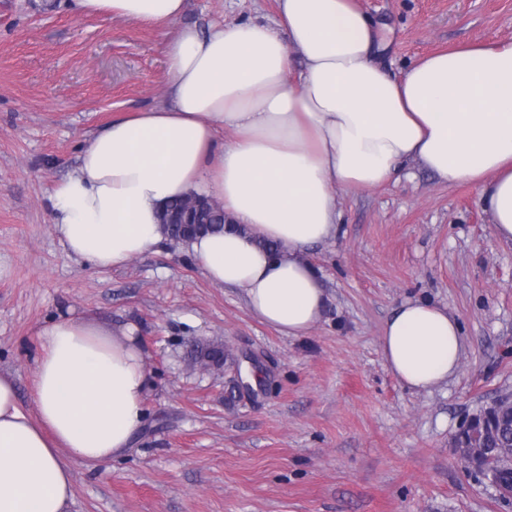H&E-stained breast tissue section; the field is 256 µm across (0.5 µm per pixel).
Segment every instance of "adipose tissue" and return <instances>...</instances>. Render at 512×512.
I'll use <instances>...</instances> for the list:
<instances>
[{"mask_svg":"<svg viewBox=\"0 0 512 512\" xmlns=\"http://www.w3.org/2000/svg\"><path fill=\"white\" fill-rule=\"evenodd\" d=\"M73 5L172 31L166 101L108 123L53 191L52 222L70 255L124 266L164 241L167 203L220 201L235 228L190 242L196 264L212 283L243 289L260 321L301 336L325 308L302 255L335 233L338 196L383 186L408 163L474 185L495 233L512 240V41L460 45L397 76L356 0H277V25L204 32L173 28L185 0ZM38 336L33 411L0 374V512H68L72 463L120 457L144 422L150 378L134 327L64 315ZM463 347L458 320L423 301L404 303L380 339L390 371L416 391L447 382Z\"/></svg>","mask_w":512,"mask_h":512,"instance_id":"obj_1","label":"adipose tissue"}]
</instances>
